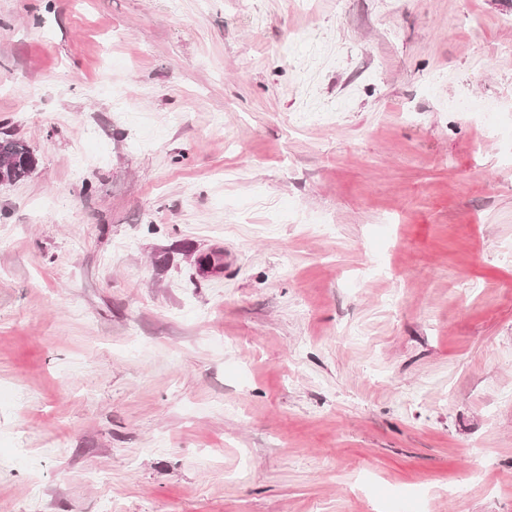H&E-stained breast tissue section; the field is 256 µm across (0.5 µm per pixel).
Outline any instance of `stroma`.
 <instances>
[{"mask_svg": "<svg viewBox=\"0 0 512 512\" xmlns=\"http://www.w3.org/2000/svg\"><path fill=\"white\" fill-rule=\"evenodd\" d=\"M511 45L512 0H0V512H512ZM2 161L10 162L5 175L12 182L29 177L36 167V158L29 146L8 134L0 137V163Z\"/></svg>", "mask_w": 512, "mask_h": 512, "instance_id": "stroma-1", "label": "stroma"}]
</instances>
